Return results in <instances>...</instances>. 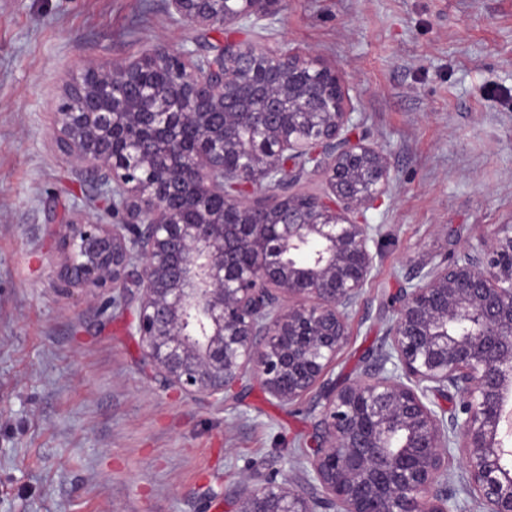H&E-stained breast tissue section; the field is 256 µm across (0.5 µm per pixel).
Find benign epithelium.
<instances>
[{"instance_id": "7a95c632", "label": "benign epithelium", "mask_w": 512, "mask_h": 512, "mask_svg": "<svg viewBox=\"0 0 512 512\" xmlns=\"http://www.w3.org/2000/svg\"><path fill=\"white\" fill-rule=\"evenodd\" d=\"M279 0H169L193 26L253 24ZM166 65L167 85L144 84ZM55 147L91 171L97 212L64 224L66 288L135 278L130 323L166 388L226 397L257 382L323 400L303 482L243 485L230 512H512V225L414 265L387 349L339 386L323 378L349 336L387 190V154L353 134L339 77L310 56L227 41L82 65L55 113ZM326 193L291 192L302 169ZM275 188L258 208L252 191ZM456 395L459 408L430 396ZM460 459V488L448 472Z\"/></svg>"}]
</instances>
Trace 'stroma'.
Returning <instances> with one entry per match:
<instances>
[{
    "instance_id": "35a3bbf8",
    "label": "stroma",
    "mask_w": 512,
    "mask_h": 512,
    "mask_svg": "<svg viewBox=\"0 0 512 512\" xmlns=\"http://www.w3.org/2000/svg\"><path fill=\"white\" fill-rule=\"evenodd\" d=\"M229 38L334 70L355 136L390 161L364 214L379 256L326 381L375 364L412 265L512 225V0H282L229 33L176 21L167 0H0V512H210L241 482L304 475L319 392L164 389L119 291L57 277L58 225L95 194L54 147L69 78Z\"/></svg>"
}]
</instances>
